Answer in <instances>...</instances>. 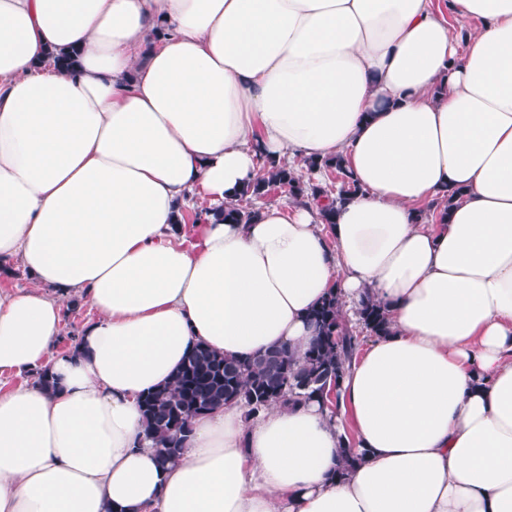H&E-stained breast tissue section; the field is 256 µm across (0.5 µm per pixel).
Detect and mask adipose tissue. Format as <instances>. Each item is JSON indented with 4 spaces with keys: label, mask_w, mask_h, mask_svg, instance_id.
I'll return each mask as SVG.
<instances>
[{
    "label": "adipose tissue",
    "mask_w": 512,
    "mask_h": 512,
    "mask_svg": "<svg viewBox=\"0 0 512 512\" xmlns=\"http://www.w3.org/2000/svg\"><path fill=\"white\" fill-rule=\"evenodd\" d=\"M297 156L359 185L334 223L181 222ZM333 292L391 319L336 407L221 406L159 464L143 393L303 353ZM43 370L0 386V512H512V0H0V378ZM95 311L91 309L87 304L82 301H79L76 308H72L71 311H68V314L64 321L63 333L61 336V340L57 346L58 352H67L70 349L71 342L68 338L67 333L69 334H80L82 326L84 322L95 316ZM69 335L72 341V350L76 349L80 344V339L75 335Z\"/></svg>",
    "instance_id": "1"
}]
</instances>
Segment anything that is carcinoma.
Listing matches in <instances>:
<instances>
[{
    "label": "carcinoma",
    "instance_id": "cac0c4a2",
    "mask_svg": "<svg viewBox=\"0 0 512 512\" xmlns=\"http://www.w3.org/2000/svg\"><path fill=\"white\" fill-rule=\"evenodd\" d=\"M308 169L333 170L340 181L336 204L322 214L325 224L334 223L336 205L346 195L359 190L350 172L340 160L320 164L304 161ZM264 174L244 185L237 197L258 198L272 185L287 189L291 198L305 194L331 197L321 184L303 181L292 169L273 161L263 166ZM251 212L236 204L224 207L220 216L235 223H246ZM340 299L331 295L309 313L316 336L300 355L286 347H274L245 360L229 359L198 346L183 361L170 380L144 394L140 410L145 436L151 439L163 464L175 461L192 431V421L218 406L241 402L248 413L256 414L274 402L294 405L304 402L331 401L329 393L339 398L341 381L361 345L359 336L349 326ZM358 324L369 335L388 331L385 306L368 296L356 310Z\"/></svg>",
    "mask_w": 512,
    "mask_h": 512
}]
</instances>
